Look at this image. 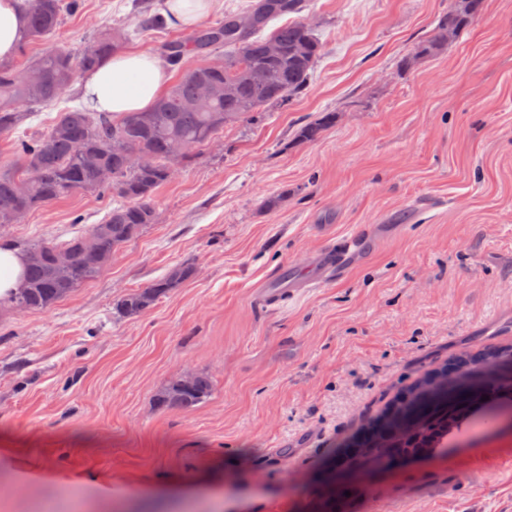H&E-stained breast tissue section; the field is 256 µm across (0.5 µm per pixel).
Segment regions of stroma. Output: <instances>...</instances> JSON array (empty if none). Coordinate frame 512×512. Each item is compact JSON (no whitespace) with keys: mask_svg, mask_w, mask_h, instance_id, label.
Masks as SVG:
<instances>
[{"mask_svg":"<svg viewBox=\"0 0 512 512\" xmlns=\"http://www.w3.org/2000/svg\"><path fill=\"white\" fill-rule=\"evenodd\" d=\"M450 3L309 0L323 52L306 89L220 131L99 278L49 310L0 313V512H317L338 471L340 512H512V401L428 457L336 453L460 346L512 342V0H485L402 69ZM134 4L81 0L53 40L137 29ZM323 112L335 124L299 141ZM113 205L75 195L6 232L66 241ZM371 224L384 236L345 279L253 303L273 272ZM187 263L192 280L115 314ZM189 372L212 377L211 397L158 408ZM462 481L468 495L449 496ZM196 268L190 264H182L171 269L165 276L154 280L144 288L136 289L120 297L114 303L118 316L135 317L153 307L173 288L194 278Z\"/></svg>","mask_w":512,"mask_h":512,"instance_id":"obj_1","label":"stroma"}]
</instances>
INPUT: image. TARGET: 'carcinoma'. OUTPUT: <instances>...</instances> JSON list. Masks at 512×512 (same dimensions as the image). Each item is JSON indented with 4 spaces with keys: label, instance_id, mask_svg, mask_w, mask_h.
<instances>
[{
    "label": "carcinoma",
    "instance_id": "obj_1",
    "mask_svg": "<svg viewBox=\"0 0 512 512\" xmlns=\"http://www.w3.org/2000/svg\"><path fill=\"white\" fill-rule=\"evenodd\" d=\"M137 2L138 28L162 24L160 15L151 13L149 0ZM482 4L483 0H454L416 51L403 59L402 68L439 53L448 45V36L466 28ZM307 6L308 0H257L217 26L202 27L164 44L161 54L175 66L190 52L207 55L222 47L224 66L204 63L183 71L147 112L111 116L67 108L45 132L13 141L15 163L0 171V240L6 226L73 194L107 192L119 203L101 223L65 243L10 241L9 246L25 256L26 270L20 288L0 298V310H48L81 284L99 277L116 250L155 222L156 191L173 179L178 168L225 125L250 120L301 92L322 51L315 28L297 20L264 37L260 33L270 22L299 14ZM78 7L79 0H25L28 25L18 52L30 43L47 41L63 15ZM129 35L122 27L103 28L76 53L56 44L30 58L22 69L12 60L1 61L0 137L10 136L31 116L25 107L62 99L82 74L98 69L120 51ZM334 120V113L322 114L300 129L299 138L319 139ZM132 153L142 158L136 167L129 162ZM195 273L194 266L179 265L120 297L114 309L121 317L138 316ZM510 367L512 345L459 350L368 421L364 432L373 433L374 439L363 451L379 457L427 453L436 438L448 436L472 403L512 384V376L505 374ZM212 391L209 376L188 374L172 381L155 402L188 412Z\"/></svg>",
    "mask_w": 512,
    "mask_h": 512
}]
</instances>
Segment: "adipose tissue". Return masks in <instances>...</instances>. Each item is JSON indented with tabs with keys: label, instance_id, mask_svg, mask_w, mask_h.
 I'll list each match as a JSON object with an SVG mask.
<instances>
[{
	"label": "adipose tissue",
	"instance_id": "obj_1",
	"mask_svg": "<svg viewBox=\"0 0 512 512\" xmlns=\"http://www.w3.org/2000/svg\"><path fill=\"white\" fill-rule=\"evenodd\" d=\"M27 16L19 0H0V60L15 56ZM172 78L169 63L141 50L113 55L78 84L84 105L97 112L120 115L151 109Z\"/></svg>",
	"mask_w": 512,
	"mask_h": 512
}]
</instances>
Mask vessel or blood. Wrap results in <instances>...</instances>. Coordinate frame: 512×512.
<instances>
[{"mask_svg": "<svg viewBox=\"0 0 512 512\" xmlns=\"http://www.w3.org/2000/svg\"><path fill=\"white\" fill-rule=\"evenodd\" d=\"M372 241L369 235L345 236L335 244L305 255L295 266L271 275L266 285L257 289L256 302L265 307L281 304L302 289L316 288L347 275Z\"/></svg>", "mask_w": 512, "mask_h": 512, "instance_id": "b4317fda", "label": "vessel or blood"}]
</instances>
